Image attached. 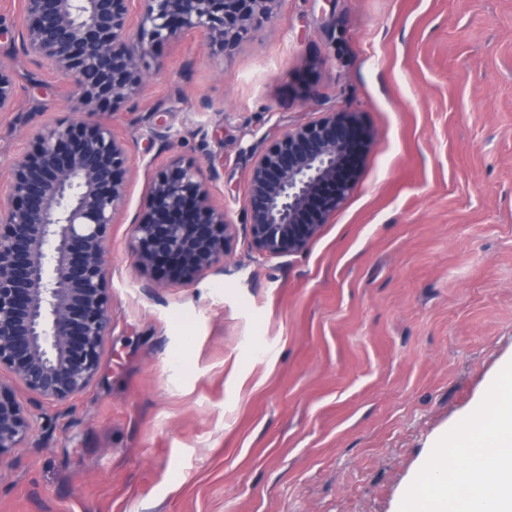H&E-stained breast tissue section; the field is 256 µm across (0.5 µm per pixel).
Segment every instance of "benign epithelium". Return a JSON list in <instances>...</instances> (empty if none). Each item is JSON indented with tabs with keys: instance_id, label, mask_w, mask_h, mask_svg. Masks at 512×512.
Wrapping results in <instances>:
<instances>
[{
	"instance_id": "benign-epithelium-1",
	"label": "benign epithelium",
	"mask_w": 512,
	"mask_h": 512,
	"mask_svg": "<svg viewBox=\"0 0 512 512\" xmlns=\"http://www.w3.org/2000/svg\"><path fill=\"white\" fill-rule=\"evenodd\" d=\"M276 0H21L25 52L73 79L71 110L31 135L11 166L0 202V369L48 402H64L97 377L112 334L105 268L112 224L126 196L129 148L97 113L136 96L148 47L192 31L208 57L224 54L266 20ZM139 43L129 40L132 28ZM13 66L0 59V112L15 109ZM361 141L353 112L299 126L254 160L245 201L252 248L266 256L303 252L345 197L352 174L343 155ZM236 230L211 199L194 161L159 169L146 210L133 224L131 255L146 278L173 261L187 281L224 270ZM33 423L0 382V464Z\"/></svg>"
}]
</instances>
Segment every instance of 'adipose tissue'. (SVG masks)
Listing matches in <instances>:
<instances>
[{
    "mask_svg": "<svg viewBox=\"0 0 512 512\" xmlns=\"http://www.w3.org/2000/svg\"><path fill=\"white\" fill-rule=\"evenodd\" d=\"M401 512H512V366L492 397L438 442Z\"/></svg>",
    "mask_w": 512,
    "mask_h": 512,
    "instance_id": "ef3b65f1",
    "label": "adipose tissue"
}]
</instances>
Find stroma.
I'll return each instance as SVG.
<instances>
[{
	"label": "stroma",
	"instance_id": "stroma-1",
	"mask_svg": "<svg viewBox=\"0 0 512 512\" xmlns=\"http://www.w3.org/2000/svg\"><path fill=\"white\" fill-rule=\"evenodd\" d=\"M0 0V192L72 79L24 54ZM155 45L141 92L100 113L130 150L110 230L112 334L62 403L0 370L34 430L0 464V512H399L436 443L512 363V0H276L231 52ZM357 113L352 186L304 252L239 226L254 159ZM170 127L171 140L160 132ZM213 174L237 231L224 269L147 289L129 251L155 171ZM16 95L15 70L9 62L0 59V112L14 111Z\"/></svg>",
	"mask_w": 512,
	"mask_h": 512
}]
</instances>
